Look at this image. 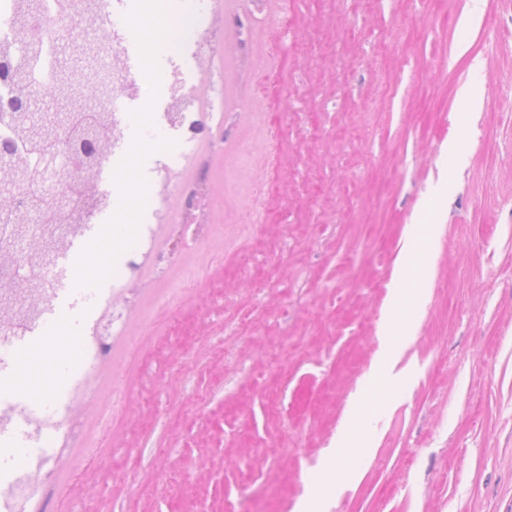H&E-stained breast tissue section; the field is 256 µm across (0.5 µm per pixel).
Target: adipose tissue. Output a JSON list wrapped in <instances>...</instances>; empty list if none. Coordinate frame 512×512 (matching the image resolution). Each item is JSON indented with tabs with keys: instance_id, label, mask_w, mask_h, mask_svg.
<instances>
[{
	"instance_id": "adipose-tissue-1",
	"label": "adipose tissue",
	"mask_w": 512,
	"mask_h": 512,
	"mask_svg": "<svg viewBox=\"0 0 512 512\" xmlns=\"http://www.w3.org/2000/svg\"><path fill=\"white\" fill-rule=\"evenodd\" d=\"M404 246L415 253L418 262L398 271L390 285L391 312L385 319V330L379 337V357L372 363L367 374L366 391L352 403L345 415V424L337 434L336 445L342 448L343 453L327 464L322 492L304 497L298 512H328L329 496L340 487L347 462L357 457H368L372 453L371 448L358 441V434L376 421L384 406L383 395L397 389L404 377L403 371L398 368L401 354L397 349L396 338L401 322L417 317L420 312L419 298L425 282L419 262L435 246L428 224L421 222L409 225Z\"/></svg>"
}]
</instances>
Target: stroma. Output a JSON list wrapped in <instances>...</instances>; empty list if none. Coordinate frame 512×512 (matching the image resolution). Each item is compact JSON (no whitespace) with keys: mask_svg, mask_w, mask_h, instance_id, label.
Masks as SVG:
<instances>
[{"mask_svg":"<svg viewBox=\"0 0 512 512\" xmlns=\"http://www.w3.org/2000/svg\"><path fill=\"white\" fill-rule=\"evenodd\" d=\"M241 23L223 134L195 153L210 232L155 225L127 246L137 277L113 251L58 308V387L29 392L47 413L84 363L85 319L115 304L124 323L87 374L76 435L41 445L62 459L33 508L294 512L377 355L405 228L446 175L425 306L397 338L415 373L330 512H512V111L490 95L512 76V0L476 20L468 0H223L217 33Z\"/></svg>","mask_w":512,"mask_h":512,"instance_id":"35a3bbf8","label":"stroma"}]
</instances>
